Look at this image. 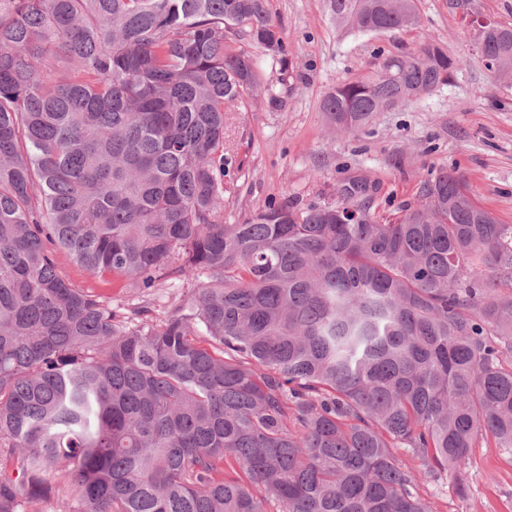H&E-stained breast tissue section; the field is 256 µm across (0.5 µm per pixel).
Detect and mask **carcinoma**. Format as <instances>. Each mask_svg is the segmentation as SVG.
I'll return each mask as SVG.
<instances>
[{"instance_id": "1", "label": "carcinoma", "mask_w": 512, "mask_h": 512, "mask_svg": "<svg viewBox=\"0 0 512 512\" xmlns=\"http://www.w3.org/2000/svg\"><path fill=\"white\" fill-rule=\"evenodd\" d=\"M0 7V512H430L418 474L468 483L512 450V225L445 169L383 218L285 200L223 224L225 112L261 97L245 41L286 61L268 0H4ZM345 32L416 0H329ZM512 77V25L478 34ZM457 62L424 41L321 111L355 133ZM143 300L119 315L49 246ZM205 276L164 322L148 297ZM238 466L240 477L224 467Z\"/></svg>"}]
</instances>
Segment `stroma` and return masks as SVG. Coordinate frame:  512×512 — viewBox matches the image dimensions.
<instances>
[{
  "label": "stroma",
  "instance_id": "stroma-1",
  "mask_svg": "<svg viewBox=\"0 0 512 512\" xmlns=\"http://www.w3.org/2000/svg\"><path fill=\"white\" fill-rule=\"evenodd\" d=\"M418 9L417 28L344 35L326 0H270L290 68L258 55L268 90L229 115L226 138L242 168L226 179L220 222L242 223L271 200L333 203L354 182L368 185L360 202L389 216L416 200L428 174L447 169L463 176L481 207L512 225V80L494 77L479 60L472 24L476 18L512 24V0H418ZM426 40L460 62L447 85L375 113L363 131L328 127L320 105L332 87ZM57 268L117 312L139 298L126 280L90 277L65 252H58ZM467 468L463 496L452 481L420 476L417 490L431 512H512V451L480 445Z\"/></svg>",
  "mask_w": 512,
  "mask_h": 512
}]
</instances>
